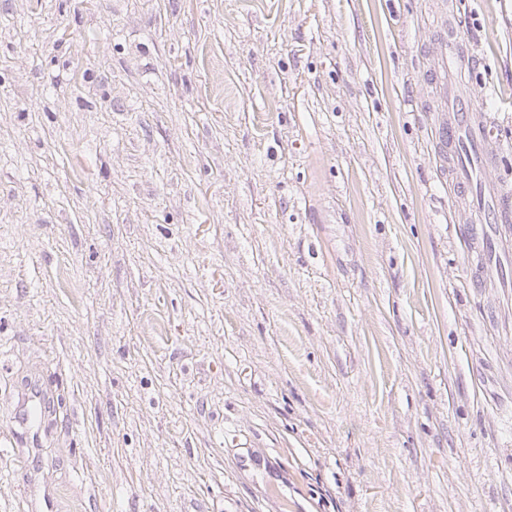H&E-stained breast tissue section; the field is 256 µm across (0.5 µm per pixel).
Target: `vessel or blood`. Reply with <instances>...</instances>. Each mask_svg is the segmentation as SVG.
<instances>
[{
  "instance_id": "b4317fda",
  "label": "vessel or blood",
  "mask_w": 512,
  "mask_h": 512,
  "mask_svg": "<svg viewBox=\"0 0 512 512\" xmlns=\"http://www.w3.org/2000/svg\"><path fill=\"white\" fill-rule=\"evenodd\" d=\"M437 60L434 85L444 96L448 93V78L453 69L473 68L475 54L469 41L445 27L437 39ZM435 138L440 154L449 155L456 168L459 189L482 198L478 223L511 224L512 188L500 185L488 191L475 185L473 180L477 172L495 165L506 150L497 128L489 124L474 105L456 101L449 104L447 117L438 123ZM40 404L39 392L19 395L14 413L17 439L36 440Z\"/></svg>"
}]
</instances>
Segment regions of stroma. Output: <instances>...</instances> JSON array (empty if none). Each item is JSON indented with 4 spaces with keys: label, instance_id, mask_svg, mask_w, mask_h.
<instances>
[{
    "label": "stroma",
    "instance_id": "35a3bbf8",
    "mask_svg": "<svg viewBox=\"0 0 512 512\" xmlns=\"http://www.w3.org/2000/svg\"><path fill=\"white\" fill-rule=\"evenodd\" d=\"M437 2L0 0V512H512V224L435 148ZM455 2L512 143V0ZM42 404L38 391L22 392L15 405L14 419L18 430L15 439L27 445L31 440L35 446L38 435L39 406ZM24 440V441H23ZM30 442V441H29Z\"/></svg>",
    "mask_w": 512,
    "mask_h": 512
}]
</instances>
